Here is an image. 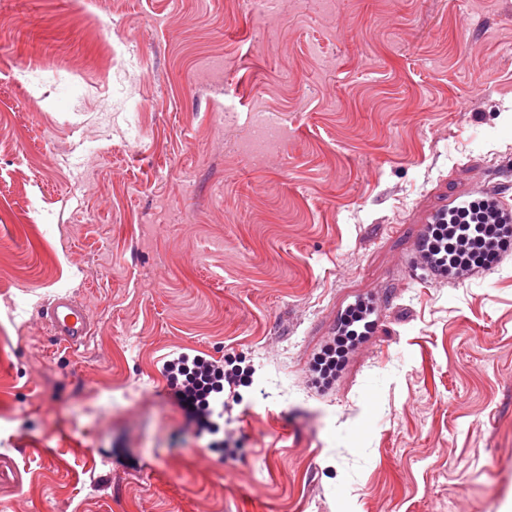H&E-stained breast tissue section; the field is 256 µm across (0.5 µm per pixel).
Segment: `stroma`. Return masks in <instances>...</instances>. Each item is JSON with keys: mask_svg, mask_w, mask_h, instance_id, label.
Wrapping results in <instances>:
<instances>
[{"mask_svg": "<svg viewBox=\"0 0 512 512\" xmlns=\"http://www.w3.org/2000/svg\"><path fill=\"white\" fill-rule=\"evenodd\" d=\"M0 131V512H512V254L403 266L447 194L512 197V0H0ZM359 296L382 325L321 380ZM182 353L253 372L225 455ZM42 318L53 337L60 343L77 347L87 340V310L83 303L69 295L58 296L45 305Z\"/></svg>", "mask_w": 512, "mask_h": 512, "instance_id": "stroma-1", "label": "stroma"}]
</instances>
